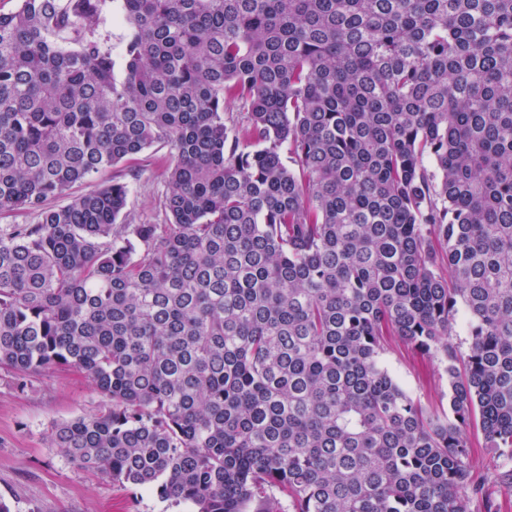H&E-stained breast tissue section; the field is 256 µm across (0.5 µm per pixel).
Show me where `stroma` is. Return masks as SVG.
<instances>
[{
    "instance_id": "obj_1",
    "label": "stroma",
    "mask_w": 512,
    "mask_h": 512,
    "mask_svg": "<svg viewBox=\"0 0 512 512\" xmlns=\"http://www.w3.org/2000/svg\"><path fill=\"white\" fill-rule=\"evenodd\" d=\"M170 161L169 146L157 144L132 161L102 171L93 184L103 186L114 180L128 183L130 218L160 222L164 219L160 201L167 191ZM90 185H72L55 198V205L68 204ZM385 362L392 375L424 406L447 409L448 377L436 360L394 339ZM104 405L95 385L76 372L61 368L36 371L20 389L13 374L0 369V500L11 512H189L188 506L169 505L150 489L100 479L51 448L49 435L55 425L97 414ZM469 439L488 492L497 498L502 512H512V492L496 480L501 459L485 448L480 432H471Z\"/></svg>"
}]
</instances>
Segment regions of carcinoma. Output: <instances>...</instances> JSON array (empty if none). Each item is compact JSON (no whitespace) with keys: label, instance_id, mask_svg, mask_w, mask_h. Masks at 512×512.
Segmentation results:
<instances>
[{"label":"carcinoma","instance_id":"cac0c4a2","mask_svg":"<svg viewBox=\"0 0 512 512\" xmlns=\"http://www.w3.org/2000/svg\"><path fill=\"white\" fill-rule=\"evenodd\" d=\"M110 7L0 13V213L35 218L0 225V365L107 399L51 446L192 512H500L467 430L511 491L512 0H120V80ZM155 143L163 223L120 181L49 205ZM119 2L112 3V12L107 13L100 24V35L105 42V37L112 35V56L116 61L115 74L121 78V57L126 42L127 28L119 13ZM115 48V51H113ZM384 358L392 375L415 399L439 412L448 411V377L435 359L407 348L398 339L391 340Z\"/></svg>","mask_w":512,"mask_h":512}]
</instances>
